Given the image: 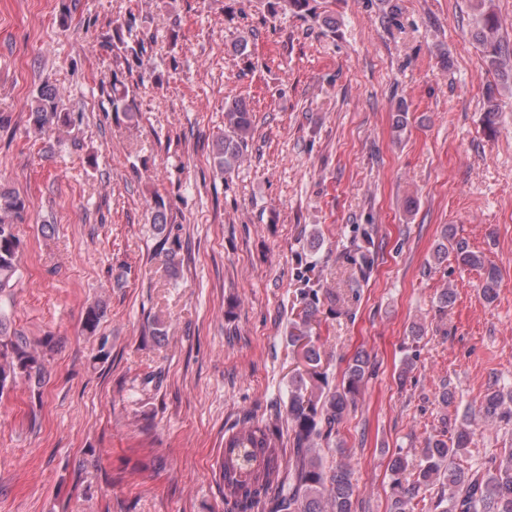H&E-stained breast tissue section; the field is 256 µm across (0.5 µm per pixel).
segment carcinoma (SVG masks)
I'll use <instances>...</instances> for the list:
<instances>
[{
	"label": "carcinoma",
	"instance_id": "1",
	"mask_svg": "<svg viewBox=\"0 0 512 512\" xmlns=\"http://www.w3.org/2000/svg\"><path fill=\"white\" fill-rule=\"evenodd\" d=\"M473 37L483 49L488 66L498 75L507 74L505 53L499 22L491 0H475ZM72 122L55 87L45 83L33 97L29 123L39 136L60 125ZM251 112L243 103L224 104V132L213 142V159L217 171L227 174L244 160V148L252 135ZM27 200L20 194L0 190V294L11 287L24 252V242L16 226L24 223ZM455 260L464 268L486 269L482 293L487 301L495 297L498 269L485 267L482 256L458 244ZM310 297L305 314L292 324L288 342L301 349L302 356L314 368L321 361L319 348L311 336L309 318L318 300V290L303 289ZM104 306L97 303L87 308L83 328L95 332ZM54 348V337L45 335L31 340L10 331L0 314V397L17 385L40 388L45 372V359ZM367 361L357 355L348 366L344 381L336 391L322 397L308 391L303 375L292 378L288 390V420L293 438L291 448H284L280 428L246 419L224 437V451L218 461L219 489L224 504L231 512H356L358 493L350 464L339 461L329 465L323 450L345 454L342 445L333 443L336 426L364 386ZM485 418L512 422V389H495L484 397ZM473 442V432L460 427L454 438H435L422 449L406 478L409 462L401 454L390 459L391 475L389 512H414L413 501L420 493L438 486L440 494L430 499L428 512H512V447L500 457L486 463L461 469L454 459Z\"/></svg>",
	"mask_w": 512,
	"mask_h": 512
}]
</instances>
